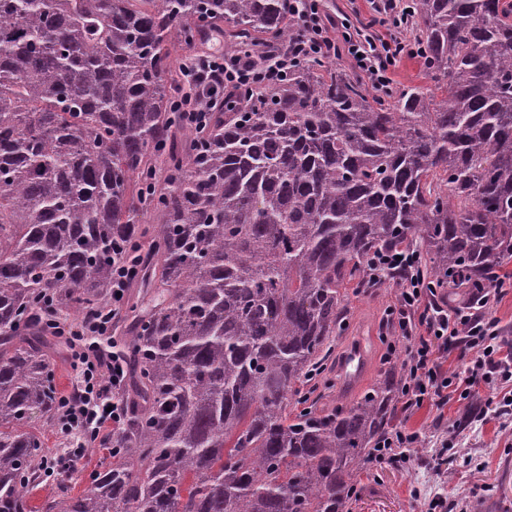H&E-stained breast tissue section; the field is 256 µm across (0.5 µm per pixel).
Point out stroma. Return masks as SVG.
I'll use <instances>...</instances> for the list:
<instances>
[{
  "label": "stroma",
  "mask_w": 512,
  "mask_h": 512,
  "mask_svg": "<svg viewBox=\"0 0 512 512\" xmlns=\"http://www.w3.org/2000/svg\"><path fill=\"white\" fill-rule=\"evenodd\" d=\"M397 291L375 288L351 293L347 325L332 345L322 383L314 392L319 403L335 408L351 403L373 387L391 342L383 328L384 311ZM369 341L367 369L354 386H346L338 364L357 337ZM494 385L474 388L469 400L451 398L448 405L424 403L405 411L403 430L447 441L446 462L434 471L429 455L405 462H371L361 476L363 492L350 512H431L432 498L444 503L442 512H512V423L488 415L465 430L456 422L468 404L501 398Z\"/></svg>",
  "instance_id": "35a3bbf8"
}]
</instances>
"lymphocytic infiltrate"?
<instances>
[{
  "instance_id": "lymphocytic-infiltrate-1",
  "label": "lymphocytic infiltrate",
  "mask_w": 512,
  "mask_h": 512,
  "mask_svg": "<svg viewBox=\"0 0 512 512\" xmlns=\"http://www.w3.org/2000/svg\"><path fill=\"white\" fill-rule=\"evenodd\" d=\"M288 2L301 34L285 51L267 54L262 65H254L247 51L229 59L216 51L186 58L181 70L187 88L177 102L185 124L205 127L213 112L223 109L226 96L280 81L293 62L304 58L346 59L367 85L388 91L401 58L420 54L417 44L404 37L413 21V0H368V13L354 7L334 15L324 10L322 0ZM419 264V252L402 247L376 254L368 270L374 282L384 270L402 275L386 323L404 346L405 407L442 404L450 395H468L482 383H512V355L498 346L497 323L490 315L499 298L498 284L477 288L473 303L446 306L420 273ZM137 275L136 263L117 267L111 310L53 327L69 348L74 372L73 390L60 401V424L63 432L79 437L83 448L106 440L108 431L123 419L120 394L127 364L120 350L103 349L101 342L108 337L123 292ZM452 345L459 348L464 368L450 374L437 355Z\"/></svg>"
}]
</instances>
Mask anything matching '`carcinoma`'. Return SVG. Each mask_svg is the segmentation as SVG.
<instances>
[{
  "instance_id": "1",
  "label": "carcinoma",
  "mask_w": 512,
  "mask_h": 512,
  "mask_svg": "<svg viewBox=\"0 0 512 512\" xmlns=\"http://www.w3.org/2000/svg\"><path fill=\"white\" fill-rule=\"evenodd\" d=\"M414 10L434 88L374 96L304 59L191 131L175 45L223 23L277 50L288 0H0V512H347L405 386L394 366L306 407L347 286L380 248L417 246L436 288L512 260V0ZM144 239L115 460L34 506L29 427L59 400L43 313L95 308Z\"/></svg>"
}]
</instances>
